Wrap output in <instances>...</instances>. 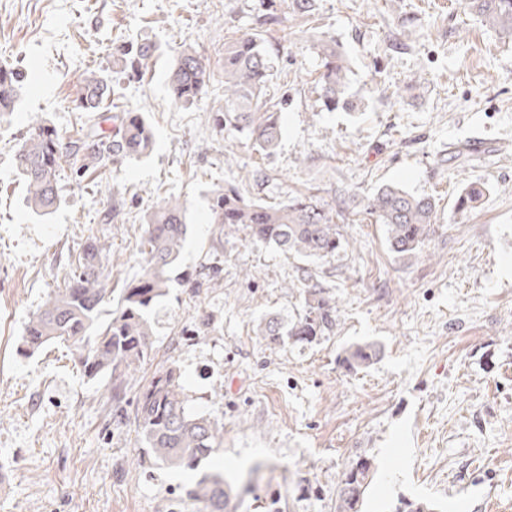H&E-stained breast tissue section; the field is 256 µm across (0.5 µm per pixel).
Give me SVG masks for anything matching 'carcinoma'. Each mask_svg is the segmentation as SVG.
<instances>
[{
    "label": "carcinoma",
    "instance_id": "cac0c4a2",
    "mask_svg": "<svg viewBox=\"0 0 512 512\" xmlns=\"http://www.w3.org/2000/svg\"><path fill=\"white\" fill-rule=\"evenodd\" d=\"M295 15L313 16L316 0H282ZM466 6L490 28L512 36V0H466ZM312 48L321 57L323 71L319 84L324 106L355 108L346 97L348 65L332 40L316 37ZM154 50L143 44L120 51L121 72L147 70ZM273 65L260 31L246 32L224 40V105L217 121L236 136L252 141L262 154H272L282 136L281 111L286 98L267 94L273 79ZM24 73L0 67V118L13 112ZM210 75L200 56L184 46L172 65L168 85L172 100L183 106L198 101L208 86ZM116 84L95 72L83 79L77 107L87 113L86 127L65 143L58 131L43 121L28 125L19 143L14 164L24 178L26 205L38 215L47 214L57 204V177L63 159L80 162L81 173H102L109 163L146 155L153 145V132L142 113L122 110L113 116L108 133L99 132L100 103ZM484 186L474 184L456 198L454 208L465 213L481 201ZM366 213L385 228L386 242L400 256L422 252L435 232L436 203L415 196L397 184H385L369 199ZM346 209L332 211L313 196L294 198L282 204H267L246 197L237 186L213 192L211 223L222 229L247 231L253 238L303 258L326 260L342 245V225ZM186 209L180 200L169 198L151 214L141 240L146 264L138 277L113 296V307L105 309L107 289L103 271L104 247L90 233L76 256L65 286L49 294L46 302L25 324L20 353L34 354L53 343L65 345L85 378L90 382L112 380V401L121 400L129 374L141 368L153 351L149 312L169 295L171 272L186 239ZM307 312L287 328L276 317L257 327V336L268 344L292 339L311 342L336 324L335 307L320 288L305 290ZM380 355L375 342L357 344L345 351L343 363L351 368L371 365ZM180 371L169 366L154 373L140 390L135 423L148 457L169 468L197 469L224 441V425L187 411V395ZM372 463L359 456L350 461L338 485L336 512H361L360 503L369 486ZM188 496L204 504L205 512H235L236 498L224 473L206 472L188 491Z\"/></svg>",
    "mask_w": 512,
    "mask_h": 512
}]
</instances>
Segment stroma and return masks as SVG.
I'll use <instances>...</instances> for the list:
<instances>
[{"instance_id": "stroma-1", "label": "stroma", "mask_w": 512, "mask_h": 512, "mask_svg": "<svg viewBox=\"0 0 512 512\" xmlns=\"http://www.w3.org/2000/svg\"><path fill=\"white\" fill-rule=\"evenodd\" d=\"M257 2L0 0V66L28 75L0 122V512H200L186 494L198 472L155 465L134 423L140 388L172 364L189 412L224 425L208 469L229 478L266 465L237 512H336L358 455L373 462L362 512L426 502L435 512H512V37L483 26L464 0H318L308 19L277 11L263 34L288 107L266 156L216 122L224 39L254 28ZM304 30L346 54L355 110L324 108L321 60ZM146 42L156 48L148 70L122 79L102 111L143 113L152 151L101 175L63 162L57 207L33 214L13 165L31 119L76 136L82 79L110 73L113 47ZM185 42L210 73L187 107L167 85ZM256 167L266 178L253 198L353 204L334 258L293 257L210 223V191ZM474 182L486 194L457 214V195ZM387 183L438 203L422 254L392 253L364 211ZM170 197L189 217L177 280L151 315L152 359L127 378L121 402L65 347L20 355L26 322L64 287L89 229L108 250V287H124L141 272L146 216ZM193 276L203 287H191ZM305 276L334 301L335 326L310 343L266 345L259 322L304 315ZM366 341L380 357L347 368L346 349Z\"/></svg>"}]
</instances>
